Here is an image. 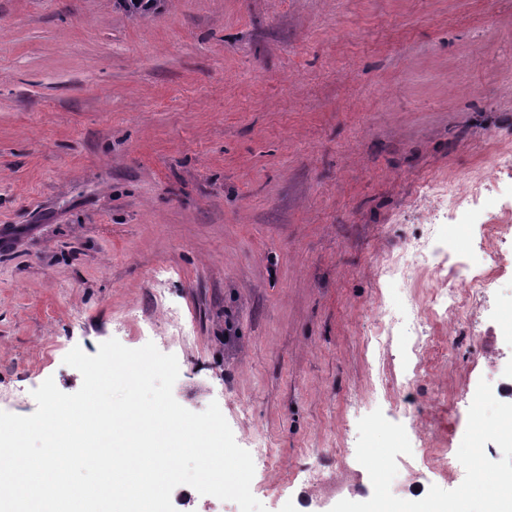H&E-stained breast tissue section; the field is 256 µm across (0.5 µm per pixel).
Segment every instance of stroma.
Listing matches in <instances>:
<instances>
[{"label":"stroma","mask_w":512,"mask_h":512,"mask_svg":"<svg viewBox=\"0 0 512 512\" xmlns=\"http://www.w3.org/2000/svg\"><path fill=\"white\" fill-rule=\"evenodd\" d=\"M510 57L512 0H0V411L79 390L73 347L151 342L183 407L271 442L267 512L370 499L347 442L412 397L438 462L397 456L398 496L447 487L483 352L512 403V158L465 209L422 183L512 151ZM433 222L442 263L501 225L486 298L365 347L387 257ZM115 4L135 18H144L162 7L167 0H114Z\"/></svg>","instance_id":"stroma-1"}]
</instances>
